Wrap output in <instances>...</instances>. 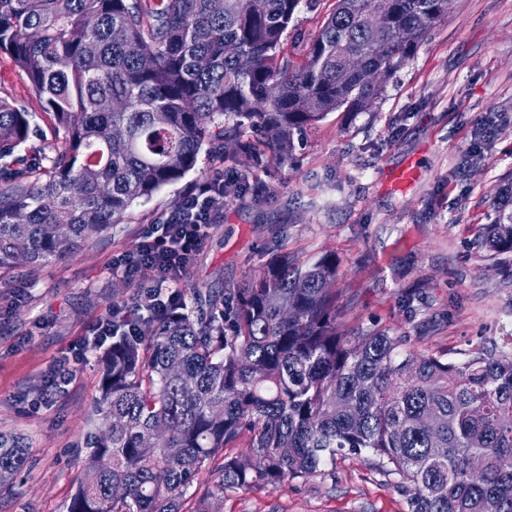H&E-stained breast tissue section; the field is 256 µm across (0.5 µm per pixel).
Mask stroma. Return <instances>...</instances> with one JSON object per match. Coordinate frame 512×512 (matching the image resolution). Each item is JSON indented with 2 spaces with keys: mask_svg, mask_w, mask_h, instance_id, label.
I'll return each instance as SVG.
<instances>
[{
  "mask_svg": "<svg viewBox=\"0 0 512 512\" xmlns=\"http://www.w3.org/2000/svg\"><path fill=\"white\" fill-rule=\"evenodd\" d=\"M0 95L51 133L40 99L0 52ZM218 172L264 182L265 199L242 194L224 208L178 284L224 288L275 253L336 257L347 301L343 329L389 331L410 348L451 362L470 345L501 349L512 337V285L480 247L494 196L512 173V0H452L446 18L372 111L332 112L301 137L292 159L261 164L202 150L195 170L140 199L123 223L72 255L11 271L0 291V434L22 437L27 469L0 490V512H67L101 431V370L91 323L113 302L134 309L138 289L112 264L192 184ZM73 369L64 392L46 391L53 367ZM220 512H408L398 475L372 455L345 452L316 476L229 492Z\"/></svg>",
  "mask_w": 512,
  "mask_h": 512,
  "instance_id": "35a3bbf8",
  "label": "stroma"
}]
</instances>
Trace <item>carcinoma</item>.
Instances as JSON below:
<instances>
[{"mask_svg": "<svg viewBox=\"0 0 512 512\" xmlns=\"http://www.w3.org/2000/svg\"><path fill=\"white\" fill-rule=\"evenodd\" d=\"M449 0H335L287 41L301 0H0V52L39 95L57 146L15 155L30 113L0 96V271L76 252L132 204L224 156H293L331 112H368ZM382 77L366 83L362 71ZM261 133L243 146L244 130ZM512 257V178L479 231ZM336 259L274 255L234 288L145 319L114 302L103 429L67 512H212L224 493L307 479L349 451L398 474L410 512H512V349L460 362L403 336L340 329ZM29 449L0 435V486ZM215 475L186 494L196 475Z\"/></svg>", "mask_w": 512, "mask_h": 512, "instance_id": "cac0c4a2", "label": "carcinoma"}]
</instances>
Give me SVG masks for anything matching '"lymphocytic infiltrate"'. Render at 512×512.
<instances>
[{
    "mask_svg": "<svg viewBox=\"0 0 512 512\" xmlns=\"http://www.w3.org/2000/svg\"><path fill=\"white\" fill-rule=\"evenodd\" d=\"M234 182V176L218 173L186 192L173 209L148 226L136 253L115 260V268L140 286L139 307L178 298L177 285L211 224L232 200Z\"/></svg>",
    "mask_w": 512,
    "mask_h": 512,
    "instance_id": "f902f5d3",
    "label": "lymphocytic infiltrate"
}]
</instances>
